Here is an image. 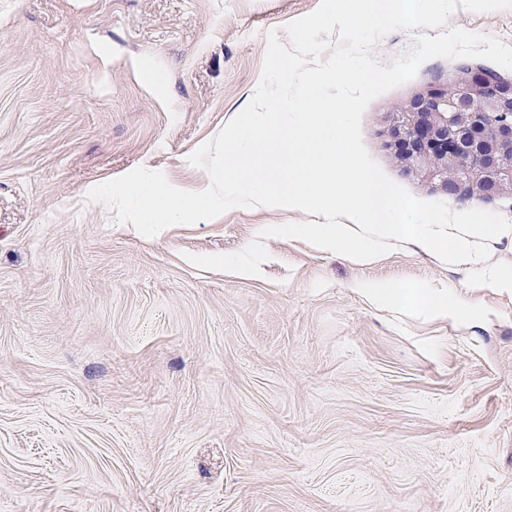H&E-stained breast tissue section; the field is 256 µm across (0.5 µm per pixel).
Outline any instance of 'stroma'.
Segmentation results:
<instances>
[{
  "instance_id": "35a3bbf8",
  "label": "stroma",
  "mask_w": 512,
  "mask_h": 512,
  "mask_svg": "<svg viewBox=\"0 0 512 512\" xmlns=\"http://www.w3.org/2000/svg\"><path fill=\"white\" fill-rule=\"evenodd\" d=\"M320 0H0V512H512V292L397 245L368 266L266 239L301 210L233 208L141 235L86 188L143 166L196 190L189 155L251 99L267 37ZM449 26L512 46V9ZM434 58L374 99L363 143L423 201L512 221L406 174L390 108L456 70ZM389 281L465 315L371 303Z\"/></svg>"
}]
</instances>
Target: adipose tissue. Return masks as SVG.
<instances>
[{
  "label": "adipose tissue",
  "mask_w": 512,
  "mask_h": 512,
  "mask_svg": "<svg viewBox=\"0 0 512 512\" xmlns=\"http://www.w3.org/2000/svg\"><path fill=\"white\" fill-rule=\"evenodd\" d=\"M376 303L405 309L411 313H425L434 317L457 315L461 305L448 292L435 288L406 286L398 283H375L366 290Z\"/></svg>",
  "instance_id": "obj_1"
}]
</instances>
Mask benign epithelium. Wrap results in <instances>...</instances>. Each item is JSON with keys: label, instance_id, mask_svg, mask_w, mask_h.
<instances>
[{"label": "benign epithelium", "instance_id": "7a95c632", "mask_svg": "<svg viewBox=\"0 0 512 512\" xmlns=\"http://www.w3.org/2000/svg\"><path fill=\"white\" fill-rule=\"evenodd\" d=\"M385 146L409 174L489 200L512 190V81L468 64L396 104Z\"/></svg>", "mask_w": 512, "mask_h": 512}]
</instances>
